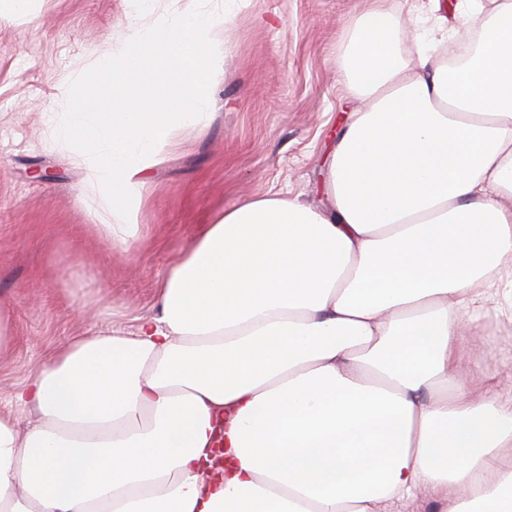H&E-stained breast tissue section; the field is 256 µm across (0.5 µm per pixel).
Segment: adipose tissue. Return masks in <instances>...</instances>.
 Listing matches in <instances>:
<instances>
[{
	"instance_id": "ef3b65f1",
	"label": "adipose tissue",
	"mask_w": 512,
	"mask_h": 512,
	"mask_svg": "<svg viewBox=\"0 0 512 512\" xmlns=\"http://www.w3.org/2000/svg\"><path fill=\"white\" fill-rule=\"evenodd\" d=\"M237 0H128L50 140L110 203L115 247L176 130L205 124ZM418 18L382 6L339 59L365 105L341 130L325 213L258 197L216 216L131 334L73 337L0 412V512H512V394L461 387L473 312L512 277V0ZM481 18L456 70L433 59ZM147 74L146 95L127 79Z\"/></svg>"
}]
</instances>
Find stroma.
I'll list each match as a JSON object with an SVG mask.
<instances>
[{
  "instance_id": "stroma-1",
  "label": "stroma",
  "mask_w": 512,
  "mask_h": 512,
  "mask_svg": "<svg viewBox=\"0 0 512 512\" xmlns=\"http://www.w3.org/2000/svg\"><path fill=\"white\" fill-rule=\"evenodd\" d=\"M369 0H240L213 77L207 126L179 131L143 190V228L109 247L104 206L69 151L49 141L69 93L98 80V62L127 32L126 0H33V20L0 16V301L10 348L0 402L72 337L132 333L159 310L166 269L201 225L256 197L299 198L333 211L325 165L362 103L337 68ZM39 168L55 178L39 179ZM481 349L462 363L476 390H512V319L487 305L471 329Z\"/></svg>"
}]
</instances>
